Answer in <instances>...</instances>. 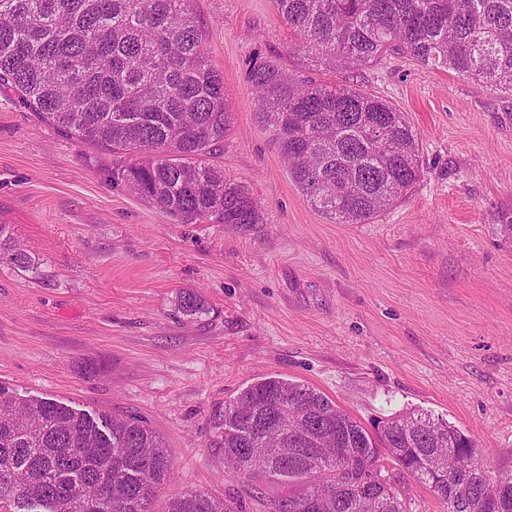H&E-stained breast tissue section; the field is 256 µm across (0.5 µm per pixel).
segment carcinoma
Segmentation results:
<instances>
[{"label": "carcinoma", "instance_id": "carcinoma-1", "mask_svg": "<svg viewBox=\"0 0 512 512\" xmlns=\"http://www.w3.org/2000/svg\"><path fill=\"white\" fill-rule=\"evenodd\" d=\"M191 2L0 0V86L64 136L121 158L112 181L174 223L260 224L255 199L208 162L229 112ZM271 3L291 49L322 70L403 55L512 91V0ZM248 80L289 178L332 223H367L421 178L415 131L387 100L272 59ZM0 263H30L2 224ZM177 307L189 318L206 311L194 292ZM214 428L225 477L285 488L268 512H409L386 458L446 512H512V469L489 466L471 439L428 414L398 413L372 433L323 392L270 375L225 401ZM338 447L366 484H336ZM170 469L163 438L139 418L20 399L0 383V512H154ZM165 512L232 509L194 491Z\"/></svg>", "mask_w": 512, "mask_h": 512}]
</instances>
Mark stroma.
Returning <instances> with one entry per match:
<instances>
[{
  "mask_svg": "<svg viewBox=\"0 0 512 512\" xmlns=\"http://www.w3.org/2000/svg\"><path fill=\"white\" fill-rule=\"evenodd\" d=\"M231 126L213 165L259 224H175L112 180L113 156L37 121L0 86V224L29 270L0 264V382L146 422L172 461L156 500L202 490L263 512L276 484L224 476L213 417L270 374L365 427L447 420L512 468V93L395 55L356 80L405 112L424 175L367 224H334L289 179L248 69L306 71L271 0H193ZM207 312H178L181 292Z\"/></svg>",
  "mask_w": 512,
  "mask_h": 512,
  "instance_id": "obj_1",
  "label": "stroma"
}]
</instances>
